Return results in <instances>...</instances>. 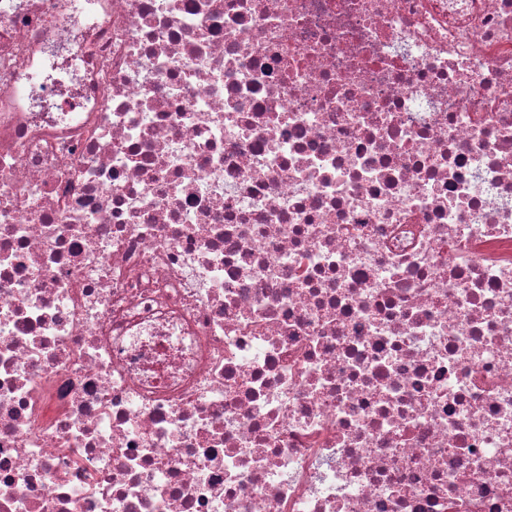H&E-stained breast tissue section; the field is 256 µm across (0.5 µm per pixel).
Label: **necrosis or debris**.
<instances>
[{
	"instance_id": "necrosis-or-debris-1",
	"label": "necrosis or debris",
	"mask_w": 512,
	"mask_h": 512,
	"mask_svg": "<svg viewBox=\"0 0 512 512\" xmlns=\"http://www.w3.org/2000/svg\"><path fill=\"white\" fill-rule=\"evenodd\" d=\"M0 512H512V0H0Z\"/></svg>"
}]
</instances>
